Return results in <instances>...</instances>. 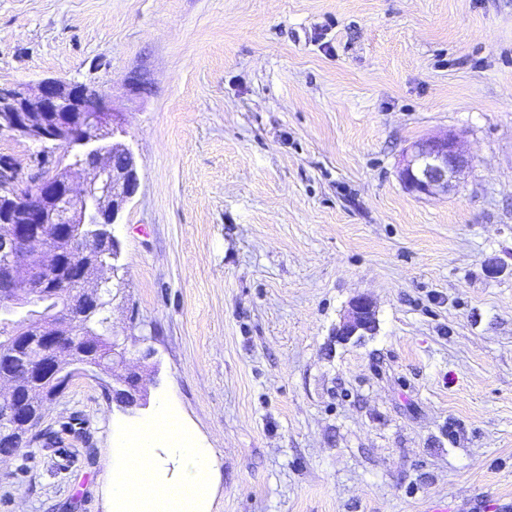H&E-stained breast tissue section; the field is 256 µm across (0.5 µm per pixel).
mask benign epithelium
<instances>
[{
  "mask_svg": "<svg viewBox=\"0 0 512 512\" xmlns=\"http://www.w3.org/2000/svg\"><path fill=\"white\" fill-rule=\"evenodd\" d=\"M0 130L35 144L79 146V154L90 153L100 159L85 168L55 159L42 149L30 157L26 175L12 162L0 164V224L8 228L0 237V271L6 272L11 285L0 302V312L11 317L28 309L42 290L64 287L61 273L50 275L57 253L65 250L85 256L101 250L104 236L95 233L87 237L64 234L40 248H31L44 237V225L119 223L122 211L138 191L139 176L133 151L121 140L124 131L118 114L112 111L102 87L53 78L34 87L0 86ZM470 166L459 135L448 131L413 142L403 155L399 178L408 192L435 197L452 191ZM78 172L86 173V187L80 194L72 187V176ZM86 311L87 305L67 300L57 319L34 326L26 323L22 331L48 340L60 329L71 337L79 336V322ZM376 330L375 305L370 297L360 295L351 300L336 335L348 341ZM49 354L48 366L36 381L37 391L46 399L56 401L77 376L101 380L99 367L75 363L62 345H52ZM112 399L128 408L147 404L137 372L127 373L121 385L112 388ZM7 414L20 438L36 433L43 419L25 411L20 403Z\"/></svg>",
  "mask_w": 512,
  "mask_h": 512,
  "instance_id": "1",
  "label": "benign epithelium"
}]
</instances>
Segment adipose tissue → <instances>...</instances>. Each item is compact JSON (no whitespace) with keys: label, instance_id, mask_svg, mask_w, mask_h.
Returning a JSON list of instances; mask_svg holds the SVG:
<instances>
[{"label":"adipose tissue","instance_id":"1","mask_svg":"<svg viewBox=\"0 0 512 512\" xmlns=\"http://www.w3.org/2000/svg\"><path fill=\"white\" fill-rule=\"evenodd\" d=\"M171 406L156 412L129 433V445L122 448L116 464L106 476L105 494L112 512H208L207 503L218 472L212 449L204 448L190 436L179 433ZM179 436V453L190 464L187 478L171 484L162 481L156 469V447Z\"/></svg>","mask_w":512,"mask_h":512}]
</instances>
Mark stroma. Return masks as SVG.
I'll return each mask as SVG.
<instances>
[{"mask_svg":"<svg viewBox=\"0 0 512 512\" xmlns=\"http://www.w3.org/2000/svg\"><path fill=\"white\" fill-rule=\"evenodd\" d=\"M47 77L104 87L137 159L112 332L147 405L74 378L0 512H105L163 398L215 450L210 512L512 501V0H0V85ZM449 131L458 187L408 193ZM359 295L378 331L339 343ZM470 166L459 135L449 131L413 142L403 155L399 178L409 193L435 197L452 191Z\"/></svg>","mask_w":512,"mask_h":512,"instance_id":"obj_1","label":"stroma"}]
</instances>
